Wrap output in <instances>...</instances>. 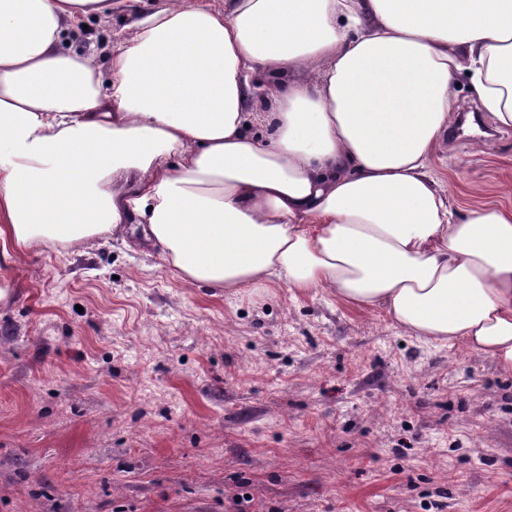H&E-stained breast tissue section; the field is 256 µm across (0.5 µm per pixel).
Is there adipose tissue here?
<instances>
[{"label": "adipose tissue", "instance_id": "adipose-tissue-1", "mask_svg": "<svg viewBox=\"0 0 512 512\" xmlns=\"http://www.w3.org/2000/svg\"><path fill=\"white\" fill-rule=\"evenodd\" d=\"M0 0V264L131 232L180 279L384 310L512 373V208L430 171L472 73L512 126V0ZM268 73L259 88L252 73ZM154 0H112V17L108 26H101L96 20H91L88 29H80L77 33L68 36V46L77 50H97L102 52L105 42L111 33L123 29L128 23V16L141 11L148 10Z\"/></svg>", "mask_w": 512, "mask_h": 512}]
</instances>
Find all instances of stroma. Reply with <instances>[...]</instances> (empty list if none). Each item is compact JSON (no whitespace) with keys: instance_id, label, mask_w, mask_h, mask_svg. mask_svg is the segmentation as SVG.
Returning a JSON list of instances; mask_svg holds the SVG:
<instances>
[{"instance_id":"stroma-1","label":"stroma","mask_w":512,"mask_h":512,"mask_svg":"<svg viewBox=\"0 0 512 512\" xmlns=\"http://www.w3.org/2000/svg\"><path fill=\"white\" fill-rule=\"evenodd\" d=\"M152 0H112L101 50ZM469 76L431 170L512 207V127ZM0 512H512V374L379 309L234 298L116 237L0 270Z\"/></svg>"}]
</instances>
